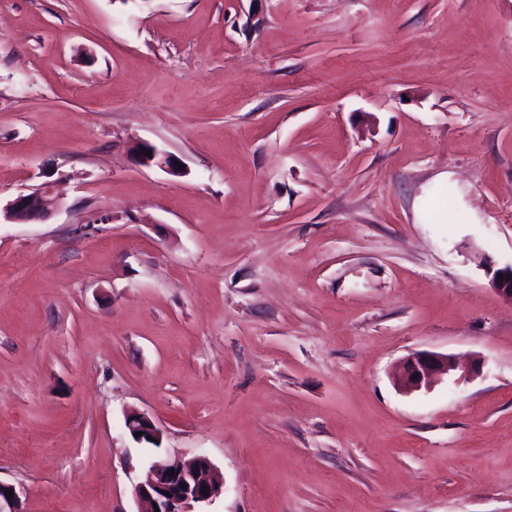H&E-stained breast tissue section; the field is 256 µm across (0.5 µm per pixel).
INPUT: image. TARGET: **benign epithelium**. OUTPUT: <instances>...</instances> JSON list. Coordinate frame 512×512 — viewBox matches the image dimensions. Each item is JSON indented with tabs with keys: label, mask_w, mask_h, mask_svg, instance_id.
I'll list each match as a JSON object with an SVG mask.
<instances>
[{
	"label": "benign epithelium",
	"mask_w": 512,
	"mask_h": 512,
	"mask_svg": "<svg viewBox=\"0 0 512 512\" xmlns=\"http://www.w3.org/2000/svg\"><path fill=\"white\" fill-rule=\"evenodd\" d=\"M136 162L142 166H157L172 173L179 171L178 159L167 151L147 143H137L130 148ZM151 152V156L144 152ZM63 206L53 186L44 183L29 192H21L9 200L0 213L13 224H30L48 221ZM503 275L505 279L498 280ZM493 289L504 299L512 302V266H504L492 272ZM462 377L469 370L460 366L450 354L428 351L413 352L403 358L395 373V384L401 390L412 393L429 389L443 377L451 378L457 371ZM125 427L139 443L160 447L162 429L146 412L130 410L125 415ZM208 495H202L203 489ZM13 491L7 497L6 490ZM224 493V480L208 456L199 454L190 458L174 456L150 461L134 486V497L146 508L142 512H197L196 507L209 504ZM0 512H22L20 494L14 486L0 481Z\"/></svg>",
	"instance_id": "obj_1"
}]
</instances>
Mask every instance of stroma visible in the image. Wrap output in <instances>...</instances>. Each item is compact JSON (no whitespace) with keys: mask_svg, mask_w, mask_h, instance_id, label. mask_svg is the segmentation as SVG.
<instances>
[{"mask_svg":"<svg viewBox=\"0 0 512 512\" xmlns=\"http://www.w3.org/2000/svg\"><path fill=\"white\" fill-rule=\"evenodd\" d=\"M144 141L173 174L134 162ZM0 481L136 512H512V0H0ZM476 358L407 394L410 353ZM148 413L160 448L137 443ZM136 162L142 166H157L162 169H167L172 173L180 170L176 162H179L176 157L155 145L147 143H136L130 148ZM145 151H151V157L144 155ZM180 163V162H179ZM63 206L50 183H44L29 192H20L6 205L0 206L4 218L13 224H30L48 221ZM125 427L130 436L136 442L146 443L155 448L160 447L163 439L162 429L150 417V415H148V413L138 410L128 411L125 415ZM137 432H143V435L135 437ZM147 436L154 438V441L148 440ZM170 471V474H167ZM187 484L186 488H181ZM208 488V496L202 495ZM169 492L170 496L163 494ZM224 493V480L208 456H174L150 461L134 486V497L146 508L137 512H206L196 507L209 504Z\"/></svg>","mask_w":512,"mask_h":512,"instance_id":"obj_1","label":"stroma"}]
</instances>
